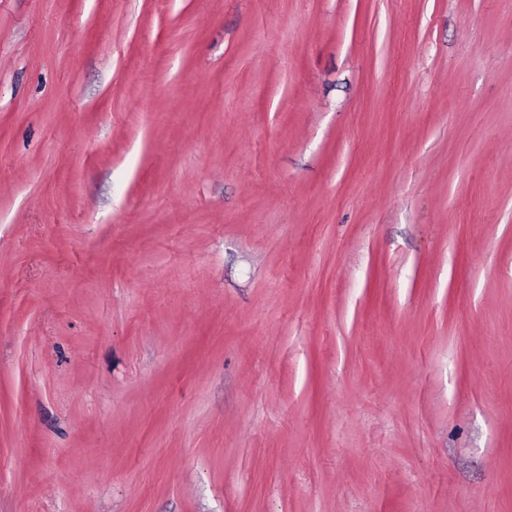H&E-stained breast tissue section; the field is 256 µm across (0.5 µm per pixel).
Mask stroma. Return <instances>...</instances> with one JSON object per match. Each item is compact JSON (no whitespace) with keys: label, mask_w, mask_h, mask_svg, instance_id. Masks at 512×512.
Listing matches in <instances>:
<instances>
[{"label":"stroma","mask_w":512,"mask_h":512,"mask_svg":"<svg viewBox=\"0 0 512 512\" xmlns=\"http://www.w3.org/2000/svg\"><path fill=\"white\" fill-rule=\"evenodd\" d=\"M0 512H512V0H0Z\"/></svg>","instance_id":"obj_1"}]
</instances>
